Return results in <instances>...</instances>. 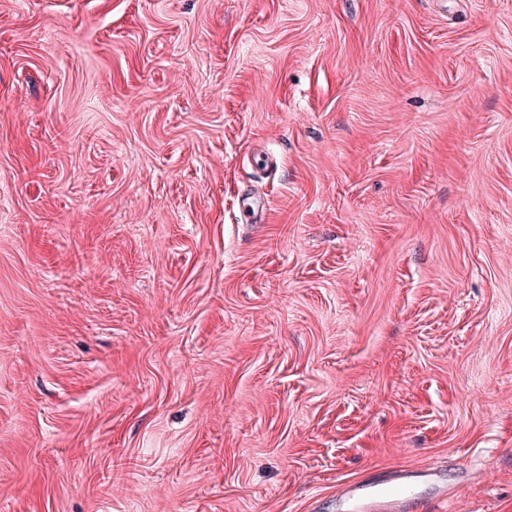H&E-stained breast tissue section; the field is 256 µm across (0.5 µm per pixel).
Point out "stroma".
Listing matches in <instances>:
<instances>
[{
	"label": "stroma",
	"mask_w": 512,
	"mask_h": 512,
	"mask_svg": "<svg viewBox=\"0 0 512 512\" xmlns=\"http://www.w3.org/2000/svg\"><path fill=\"white\" fill-rule=\"evenodd\" d=\"M392 469L512 512V0H0V512Z\"/></svg>",
	"instance_id": "35a3bbf8"
}]
</instances>
